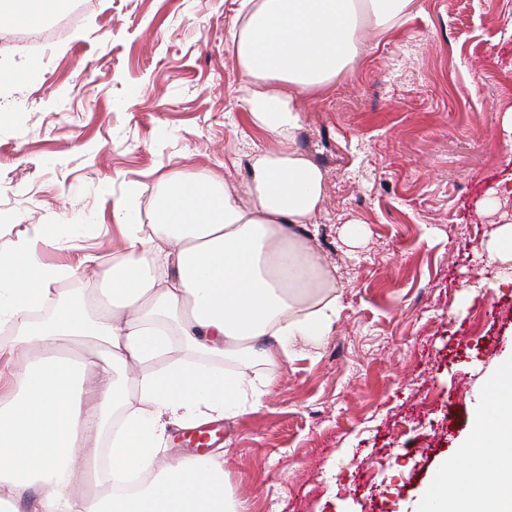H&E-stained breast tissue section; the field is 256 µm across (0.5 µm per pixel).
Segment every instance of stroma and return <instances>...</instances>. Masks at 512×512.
<instances>
[{"instance_id":"1","label":"stroma","mask_w":512,"mask_h":512,"mask_svg":"<svg viewBox=\"0 0 512 512\" xmlns=\"http://www.w3.org/2000/svg\"><path fill=\"white\" fill-rule=\"evenodd\" d=\"M239 0H88L56 43L0 55V245L88 224L47 251L56 297L100 294L122 250L112 202L148 214L161 175L248 178L245 80L226 42ZM326 90L299 98L295 146L326 157L315 248L336 267L330 336L277 365L259 411L224 421L225 493L244 512H416L512 355V282L488 250L512 221V0H414ZM362 229L352 239L349 228ZM104 265L83 267V255Z\"/></svg>"}]
</instances>
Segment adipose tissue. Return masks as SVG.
<instances>
[{
  "instance_id": "obj_1",
  "label": "adipose tissue",
  "mask_w": 512,
  "mask_h": 512,
  "mask_svg": "<svg viewBox=\"0 0 512 512\" xmlns=\"http://www.w3.org/2000/svg\"><path fill=\"white\" fill-rule=\"evenodd\" d=\"M411 0H241L226 33L246 79L243 103L252 125L276 148L250 158L247 198L217 172L162 177L150 223L124 199L113 210L125 245L113 256L103 298L59 303L38 322L67 265L43 252L74 240L82 224L33 225L0 249V512H239L224 492V458L181 456L163 462L167 426L191 428L236 419L244 393L253 407L272 379L248 387L214 361L244 352L274 365L300 346L330 335L340 303L336 277L311 245L325 196L322 170L294 146L302 115L295 97L330 86L357 54L362 16L385 32ZM78 336L96 337L109 369L85 386L89 360L64 351ZM195 353L154 371L172 341ZM135 383L141 406L112 441L113 473L148 475L139 492L101 487L77 496L90 478L81 446L105 427ZM471 439L444 461L422 512H503L512 504V358L493 374Z\"/></svg>"
}]
</instances>
